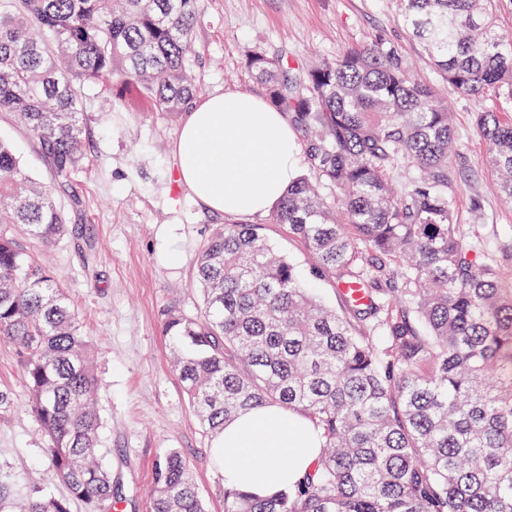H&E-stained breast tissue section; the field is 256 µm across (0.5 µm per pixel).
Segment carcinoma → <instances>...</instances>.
<instances>
[{
    "label": "carcinoma",
    "mask_w": 512,
    "mask_h": 512,
    "mask_svg": "<svg viewBox=\"0 0 512 512\" xmlns=\"http://www.w3.org/2000/svg\"><path fill=\"white\" fill-rule=\"evenodd\" d=\"M400 2L449 85L474 100L492 89L512 105V40L496 28V0ZM197 14L198 0H0V112L34 139L53 180L30 177L0 140V336L16 348L46 461L88 512L115 508L97 450L92 345L14 227L44 244L69 233L56 196L85 160L80 86L113 81L169 117L186 111L197 94ZM246 66L300 132L313 174L288 190L273 223L339 304L307 287L262 225L229 220L195 262L203 312L162 310L174 367L208 433L276 404L321 441L296 485L266 499L226 486L224 512H512V278L476 226L454 223L456 138L439 89L410 76L382 40L306 69L254 50ZM476 126L511 197L512 118L483 109ZM403 166L412 175L398 185ZM25 512H69V503L38 495ZM149 512H205L176 449L155 465Z\"/></svg>",
    "instance_id": "cac0c4a2"
}]
</instances>
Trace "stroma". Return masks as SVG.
I'll use <instances>...</instances> for the list:
<instances>
[{"label":"stroma","mask_w":512,"mask_h":512,"mask_svg":"<svg viewBox=\"0 0 512 512\" xmlns=\"http://www.w3.org/2000/svg\"><path fill=\"white\" fill-rule=\"evenodd\" d=\"M193 73L201 95L266 90L245 66L259 49L295 65L331 60L377 39L395 46L411 75L438 82L423 46L398 19L396 0H199ZM462 145L448 184L454 220L487 224L494 246L512 272V200L495 190L477 132V102L443 86ZM87 155L69 194L58 196L73 228L47 246L27 235L18 240L49 268L80 312L95 346L102 381L98 448L112 466L121 512H148L157 458L178 449L191 463L206 512H224V478L214 443L201 427L171 362L160 311L176 305L199 311L192 286L196 255L221 215L206 210L178 181L173 144L182 123L155 112L117 84L87 88L83 98ZM0 137L9 140L26 172L51 183L37 144L0 113ZM0 492L12 512L47 494L67 499L70 512H87L71 498L45 462L46 438L29 406L16 350L0 339Z\"/></svg>","instance_id":"stroma-1"}]
</instances>
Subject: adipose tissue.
I'll return each mask as SVG.
<instances>
[{"instance_id": "1", "label": "adipose tissue", "mask_w": 512, "mask_h": 512, "mask_svg": "<svg viewBox=\"0 0 512 512\" xmlns=\"http://www.w3.org/2000/svg\"><path fill=\"white\" fill-rule=\"evenodd\" d=\"M179 180L206 208L230 215L271 211L299 176L296 138L285 116L246 92L194 102L174 143ZM217 448L226 486L257 496L295 482L321 448L310 425L276 406L242 413L224 425Z\"/></svg>"}]
</instances>
